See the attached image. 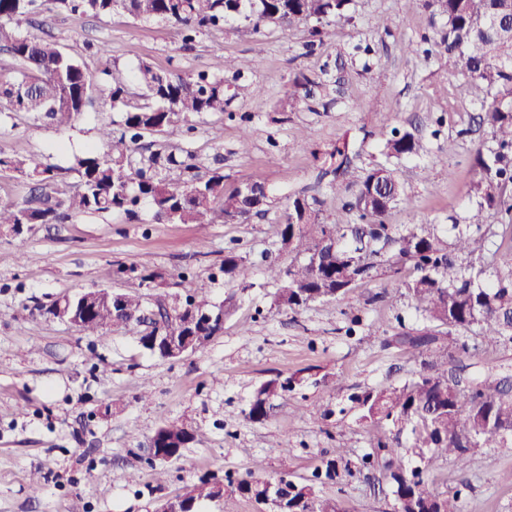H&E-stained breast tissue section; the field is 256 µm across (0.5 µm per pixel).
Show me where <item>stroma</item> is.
Here are the masks:
<instances>
[{
  "label": "stroma",
  "mask_w": 512,
  "mask_h": 512,
  "mask_svg": "<svg viewBox=\"0 0 512 512\" xmlns=\"http://www.w3.org/2000/svg\"><path fill=\"white\" fill-rule=\"evenodd\" d=\"M350 13L348 24L314 48L306 21L268 24L244 38L230 20L189 49L173 27L124 13L43 11L22 24V34L55 39L96 79L107 66L126 77L145 62L193 76L209 70L217 55L249 60L248 70L225 71L224 79L250 84L252 98L233 101L229 113L195 118L193 132L149 136L143 144L192 151L201 172L223 169L225 188L257 182L274 198L265 211L229 223L158 224L143 205L132 215L26 224L18 235L0 228V512H158L203 477L220 482L252 471L312 479L342 445L358 470L319 485L320 495L340 512H391L390 487L362 465L382 430L359 423L348 397L404 383L418 370L417 352L388 341L398 319L416 320L405 288L383 276L294 313L278 305V286L264 269L293 260L279 238L288 195L315 193L320 223H356L348 193L318 181L337 144L348 145V188L377 163L395 170L411 204L394 208L389 224H444L467 218L476 206L469 189L478 139L461 133L475 107L466 78L449 72L439 54L430 9L415 0H352ZM381 18L387 28L377 27ZM100 45L105 55H96ZM304 78L312 89L301 86ZM116 118L99 101L64 125L5 112L0 156L39 155L72 191L75 155ZM394 127L422 138L426 155L385 160L383 143ZM230 249L252 263V287L219 273ZM119 264L157 272L150 297L208 289L224 308L223 330L197 351L162 360L123 327L90 336L48 313L64 296L134 287V280L113 276ZM292 374L301 384L267 421L244 418L255 388ZM181 422L195 438L169 462L170 480L157 485L138 447L158 428ZM36 470L46 480L35 496L29 485ZM132 473L137 481H129ZM433 474L434 489L460 491L464 512H512V447L472 449L467 467L441 460Z\"/></svg>",
  "instance_id": "obj_1"
}]
</instances>
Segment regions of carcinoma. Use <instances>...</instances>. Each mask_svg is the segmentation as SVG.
<instances>
[{
	"label": "carcinoma",
	"instance_id": "1",
	"mask_svg": "<svg viewBox=\"0 0 512 512\" xmlns=\"http://www.w3.org/2000/svg\"><path fill=\"white\" fill-rule=\"evenodd\" d=\"M425 2L433 16L442 19L437 46L446 56L448 70L467 78L478 107L463 133L486 135L473 158L478 179L472 191L478 202L469 222L450 225L446 235L439 224L390 227L386 214L408 205L409 197L394 169L376 164L347 202L358 215V224H320L306 197H288L280 240L294 260L285 269L272 261L265 274L280 285L278 305L295 312L335 300L385 272L408 273L403 285L417 322L399 323L392 342L423 356L421 370L402 384L350 395V410L362 423L394 431L391 439L372 443V452L366 455L392 488L394 512H423L432 500L440 501L442 512H462L461 494L429 489L434 463L452 457L463 467L473 448L512 446L508 377L497 370L475 377L469 374L470 365L454 355L468 353L460 339L472 331L488 346L512 341V269L489 276L486 268L464 263L490 251L494 236L512 242V0ZM349 4L350 0H0V50L17 61L15 75L0 81L4 111L44 116L63 125L82 115L96 93L120 112L122 125L118 137L108 125L98 129L105 151L89 148L75 156L79 188L73 193L59 188L53 169L37 155L0 157L1 172L21 171L39 190L26 205L1 204L0 226L60 224L72 214H129L143 203L150 205L158 222L214 224L233 207L246 219L262 211L269 200L267 193L248 198L253 183L225 190L224 173L218 169L199 174L196 156L188 150L141 152L145 135L180 127L189 132L194 118L223 113L230 100L249 97L247 84L234 85L230 95L224 87V69L239 73L248 62L232 64L219 55L212 70L194 77L143 64L135 75L140 92L132 93L116 74L108 85L95 84L82 62L58 42L22 35V22L33 14L60 8L72 14L109 16L122 11L137 19L158 18L180 31L185 46L201 31L217 28L231 17L246 22L240 29L243 36L268 23L312 20V36L322 44L335 34L336 25L350 22ZM383 150L389 158L408 159L421 156L425 147L412 134L393 128ZM490 211L501 219L493 232L486 224ZM220 271L224 278L251 287L250 267L236 252L224 254ZM113 273L121 278L134 273L147 288L155 280L154 273L135 266L119 264ZM114 300L120 308L93 314L83 321L82 331L101 336L108 327L121 325L133 330L151 355L164 360L166 355L150 343L157 324L180 336L213 337L220 330L211 319L214 309L203 289L188 296L185 309L159 295L144 318L145 297L118 292ZM447 340L459 344L456 351L445 346ZM292 389L279 375L263 382L253 391L244 417L254 423L268 420L275 401ZM191 439L184 423L159 428L151 449L154 461L162 464L180 457ZM341 472L353 475L347 451L338 448L325 463L324 477L333 480ZM225 480L227 484L219 485L200 479L194 488L196 498L230 491L260 502L273 484L272 478L251 473L237 481L227 475ZM288 485L286 512H339L334 502L317 493L314 483L290 480Z\"/></svg>",
	"mask_w": 512,
	"mask_h": 512
}]
</instances>
